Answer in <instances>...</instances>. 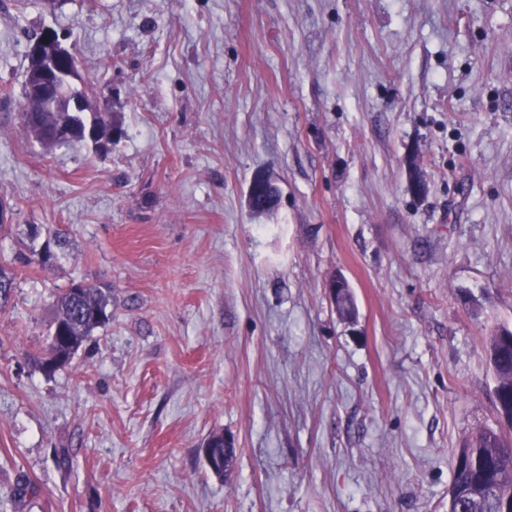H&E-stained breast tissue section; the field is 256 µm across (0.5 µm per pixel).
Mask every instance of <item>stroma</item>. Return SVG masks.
<instances>
[{"label":"stroma","mask_w":512,"mask_h":512,"mask_svg":"<svg viewBox=\"0 0 512 512\" xmlns=\"http://www.w3.org/2000/svg\"><path fill=\"white\" fill-rule=\"evenodd\" d=\"M46 28L108 151L24 130ZM0 203V259H31L0 310V512H448L457 448L500 423L512 0H0ZM80 280L112 316L43 373ZM250 208L257 214L272 210L278 201L277 189L266 179L261 182L253 180V189L250 193ZM338 282H343V280L341 278H337L335 283L332 284L329 281L326 286L328 293H332L333 295L336 294V298L333 301L336 306V312L342 318L350 322H355L358 311L352 288L347 282L346 285L336 293V289L339 286Z\"/></svg>","instance_id":"stroma-1"}]
</instances>
